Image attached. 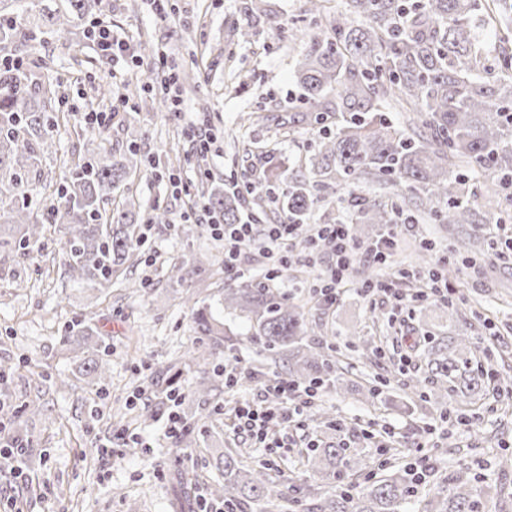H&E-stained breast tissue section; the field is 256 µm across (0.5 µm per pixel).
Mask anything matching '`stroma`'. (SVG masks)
Wrapping results in <instances>:
<instances>
[{
  "label": "stroma",
  "mask_w": 512,
  "mask_h": 512,
  "mask_svg": "<svg viewBox=\"0 0 512 512\" xmlns=\"http://www.w3.org/2000/svg\"><path fill=\"white\" fill-rule=\"evenodd\" d=\"M102 3L111 28L132 37L146 31L155 50L134 49L133 67L116 72L98 52L90 32L81 29L71 48H61L48 34L28 46V54L51 60L55 71L64 75L67 101L59 106L54 145L27 184L31 194L51 205L66 168L82 162L100 144H112L120 153L137 143L150 163L132 175L124 192L140 202L142 245L109 292L93 300L67 279L57 233H48L43 253L30 259L0 255V365L9 369L0 417L21 415L25 434L47 451L27 479L0 474V503L21 501L26 512H171L168 489L174 473H196L198 493L207 494L223 481L214 460L228 448L242 449L246 464L269 461L291 475L298 468L296 449L312 441H335V431L318 417L324 410L347 423L394 430L395 447L412 457L429 455L435 473L468 464L485 484L508 495L504 501L491 498L487 512H512V472L501 473L496 466L497 456L512 454V412L487 408L476 426H463L440 420L434 407L412 391L422 369L418 352L410 347L411 337L453 332L446 314L424 304L393 322L389 299L353 287L331 308L312 307L310 320L336 330L335 343L354 388L341 395L318 393L303 414L304 429L290 439L293 452L273 454L244 446L232 432L220 397L207 401L209 417L183 450L168 444L164 419H137V411L150 405L153 396L135 394V387L146 385L196 337L192 316L180 302L182 291L210 299L221 292L225 280L223 240L207 226L181 222L188 199L173 195L167 178L158 177L155 167L166 164L171 152H179L180 174L192 179L193 192H200L197 161L182 136L193 126L211 136L207 165L216 187L224 189L234 181L260 183L273 163L291 174L305 172L313 132L307 125L288 122L300 96L294 64L301 48L321 34L326 23L306 15L303 0H263L264 13L254 18L246 16L244 0ZM245 26L250 35L244 39L240 30ZM171 66L195 74L193 89L180 92L178 110L159 108L151 94L140 90L135 107L111 113L106 126L87 123V102L103 88L119 94L136 70ZM200 103L207 104V111H197ZM158 208L167 212L168 223L152 222ZM423 238L431 240L435 250L448 248L447 235L430 221L401 227L392 268L406 267ZM180 265L188 275L178 284L169 275ZM143 279L147 287L132 290V283ZM448 286L461 309L473 307L481 315L471 333L483 339L482 358L500 365L503 376L512 378V362L501 365L499 357L502 349L512 350V261L488 251ZM85 311L95 313L101 335L111 344L105 357L109 377L102 383L79 378L63 342L68 324ZM490 334L495 337L491 344L485 341ZM365 340L379 346L380 358L367 359L353 351V344ZM388 371L393 374L390 403H367L360 386ZM61 376L73 378L74 387L57 388ZM36 397L44 405L43 415H24L25 404ZM123 431L149 443V452L141 456L126 451L118 457L101 452L102 443Z\"/></svg>",
  "instance_id": "stroma-1"
}]
</instances>
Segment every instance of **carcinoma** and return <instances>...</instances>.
Masks as SVG:
<instances>
[{"instance_id":"carcinoma-1","label":"carcinoma","mask_w":512,"mask_h":512,"mask_svg":"<svg viewBox=\"0 0 512 512\" xmlns=\"http://www.w3.org/2000/svg\"><path fill=\"white\" fill-rule=\"evenodd\" d=\"M102 0H63L51 8L29 0L3 29L0 52V252L21 257L45 238L47 225L63 235L62 264L83 292L102 295L112 274L135 255L138 246L135 204L109 209L112 193L141 165L137 145L69 169L61 178L57 203L40 208L29 198L24 176L38 171L53 146L58 120L55 103L60 79L12 53L48 28L61 45L72 29L101 14ZM499 25L498 45L478 50L487 20ZM512 0H348L346 12L328 22L296 58L295 80L302 90L293 121L318 128L309 151L310 177H289L276 165L265 173L266 193H278L284 221L305 224L332 204L329 191L347 194L351 237L370 238L374 226L416 224L429 217L442 225L460 254L488 240L491 224L477 210L478 200L498 198L512 186ZM391 105L409 113L402 123L386 111ZM329 113L336 123H326ZM384 181L397 200L376 201L356 193L362 184ZM244 199L216 189L209 208L224 223L241 219ZM222 309L246 318L265 362L288 369V376L320 389L341 392L347 386L341 360L330 354L332 339L311 325L307 305L294 302L262 279L225 285ZM184 306L196 324V341L182 366H170L151 380L154 396L165 404L177 392L183 369L207 366L229 339L224 317L186 294ZM93 312L72 321L66 341L83 354L109 352L97 335ZM479 336H443L432 345L414 339L426 368L417 380L421 400L448 396L464 404L484 403L507 389V382L476 354ZM79 372L99 382L108 365L82 359ZM305 471L320 476L314 486L303 476L284 479L266 465L243 463L239 450L216 459L224 483L211 494L228 512L282 500L302 512H406L421 483L414 476L425 460L405 466L387 463L377 480L363 485L352 478L359 452L345 442L312 443L301 452ZM486 491L479 476L463 464L448 471L425 493L424 512H479ZM174 512H194L192 480L174 492Z\"/></svg>"}]
</instances>
